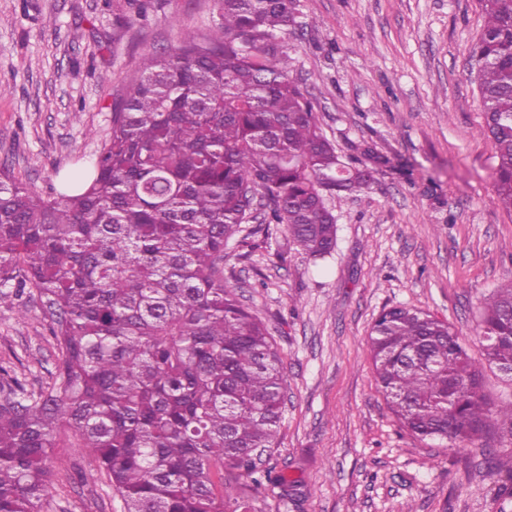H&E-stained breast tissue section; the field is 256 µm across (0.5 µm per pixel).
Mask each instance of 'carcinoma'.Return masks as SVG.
Here are the masks:
<instances>
[{
	"instance_id": "1",
	"label": "carcinoma",
	"mask_w": 512,
	"mask_h": 512,
	"mask_svg": "<svg viewBox=\"0 0 512 512\" xmlns=\"http://www.w3.org/2000/svg\"><path fill=\"white\" fill-rule=\"evenodd\" d=\"M220 22L162 55L115 104L94 168L44 199L0 169V304L37 297L58 351L39 391L0 383V512H37L62 421L100 463L124 512H255L245 474L299 506L301 480L254 455L275 446L283 362L263 320L224 281L242 225L283 226L310 258L336 248V205L368 187L378 161H343L318 126L281 43L293 0H216ZM470 55L496 145L494 194L512 210V0H480ZM488 364L512 370V286L484 303ZM381 391L421 439L480 438L512 426L491 408L480 365L445 320L406 306L369 336Z\"/></svg>"
}]
</instances>
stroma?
<instances>
[{
  "instance_id": "1",
  "label": "stroma",
  "mask_w": 512,
  "mask_h": 512,
  "mask_svg": "<svg viewBox=\"0 0 512 512\" xmlns=\"http://www.w3.org/2000/svg\"><path fill=\"white\" fill-rule=\"evenodd\" d=\"M288 73L344 160L386 159L336 210V250L310 260L282 229L229 243L224 278L268 325L285 370L276 448L263 465L302 477L292 508L243 477L258 512H512L489 454H512L493 423L445 447L402 429L377 384L369 333L384 309L447 320L482 366L483 391L512 401V377L486 365L484 298L512 283V212L493 193L495 145L469 68L478 0H294ZM214 0H0V167L42 197L87 170L143 54L208 33ZM57 350L36 303L0 306V365L29 388L50 382ZM40 512H123L95 458L58 426Z\"/></svg>"
}]
</instances>
